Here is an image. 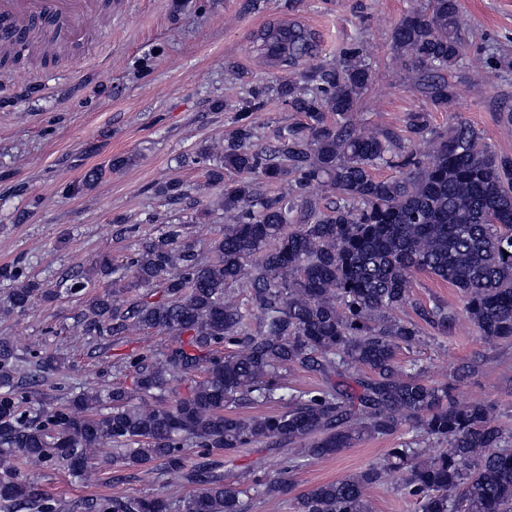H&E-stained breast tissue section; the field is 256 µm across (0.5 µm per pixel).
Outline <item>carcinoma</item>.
I'll return each instance as SVG.
<instances>
[{"label":"carcinoma","mask_w":512,"mask_h":512,"mask_svg":"<svg viewBox=\"0 0 512 512\" xmlns=\"http://www.w3.org/2000/svg\"><path fill=\"white\" fill-rule=\"evenodd\" d=\"M459 0H428L408 11L391 39L401 63L419 75L436 111H451L456 85L447 72L464 58ZM49 30L23 43L0 42V74L49 61ZM258 56L293 71L258 82L234 128L193 156L232 217L208 251L168 223L136 239L126 259H101L62 283L82 295L103 291L77 315L82 334L108 369L131 370L133 385L71 390L56 376L66 362L0 337V509L62 512L33 467L62 465L88 481L95 460L112 450V466L158 462L193 492L179 499L163 485L154 496H100L85 512H248L245 499L289 498L290 512H371L368 490L397 477L419 512H512V428L489 403L455 391L474 372L458 368L453 382H431L397 352L420 343L421 330L394 316L411 303L414 275L428 272L457 288L463 313L490 348L512 345V158L494 151L478 130L454 115L448 135L431 139L420 157L410 147L433 133L428 110L408 114L406 138L357 129L354 114L372 81L361 42L336 64L294 69L318 54L316 34L276 22L254 35ZM278 101L305 117L277 127L275 144L259 143L251 115ZM391 167L398 176L380 178ZM288 182L271 195L267 186ZM321 184L336 196L325 206L306 196ZM158 193L175 206L209 211L180 180ZM12 285L0 303L22 314L58 291L0 267ZM248 290L257 314L235 300ZM419 315L440 334L459 315L435 303ZM176 337L164 350L116 349L130 331ZM321 379L311 389L288 385L290 369ZM52 383L57 403L32 398ZM280 403L276 412L243 417L231 408ZM413 425L420 436L390 448L381 461L295 496L290 474L304 457L323 458L363 437H390ZM275 473L224 484L210 450L284 448Z\"/></svg>","instance_id":"carcinoma-1"}]
</instances>
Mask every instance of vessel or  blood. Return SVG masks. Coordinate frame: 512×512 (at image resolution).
I'll list each match as a JSON object with an SVG mask.
<instances>
[{
	"instance_id": "1",
	"label": "vessel or blood",
	"mask_w": 512,
	"mask_h": 512,
	"mask_svg": "<svg viewBox=\"0 0 512 512\" xmlns=\"http://www.w3.org/2000/svg\"><path fill=\"white\" fill-rule=\"evenodd\" d=\"M94 13L92 0H0V39L28 40L37 23H62L65 43L77 44Z\"/></svg>"
}]
</instances>
